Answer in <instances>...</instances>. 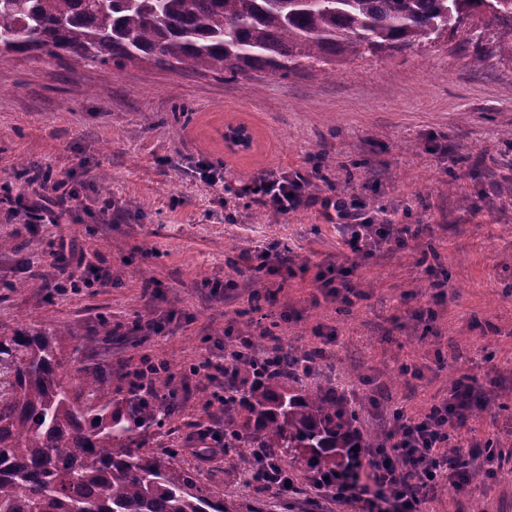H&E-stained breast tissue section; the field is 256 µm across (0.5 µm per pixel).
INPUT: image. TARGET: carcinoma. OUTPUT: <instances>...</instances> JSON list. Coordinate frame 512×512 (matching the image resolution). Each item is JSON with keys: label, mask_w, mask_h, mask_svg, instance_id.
<instances>
[{"label": "carcinoma", "mask_w": 512, "mask_h": 512, "mask_svg": "<svg viewBox=\"0 0 512 512\" xmlns=\"http://www.w3.org/2000/svg\"><path fill=\"white\" fill-rule=\"evenodd\" d=\"M489 16L512 57V0H0V52L66 55L186 70L286 74L366 51L422 45L453 24ZM93 339L20 326L0 336V512H235L224 489L204 487L148 450L143 432L175 415L174 377L129 381L92 363ZM224 397V451L266 448L254 464L316 473L344 466L349 448H374L331 383L285 386L241 366Z\"/></svg>", "instance_id": "cac0c4a2"}]
</instances>
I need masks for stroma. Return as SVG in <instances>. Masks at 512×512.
Here are the masks:
<instances>
[{
	"instance_id": "1",
	"label": "stroma",
	"mask_w": 512,
	"mask_h": 512,
	"mask_svg": "<svg viewBox=\"0 0 512 512\" xmlns=\"http://www.w3.org/2000/svg\"><path fill=\"white\" fill-rule=\"evenodd\" d=\"M501 34L484 22L476 68L472 47L449 35L339 62L333 80L315 66L234 79L0 54V239L14 245L0 252V336L51 324L95 338L116 389L143 359L166 363L179 413L148 444L223 486L238 512L258 499L359 512L318 493L303 464L290 496L245 485L239 457L199 439L224 429V381L192 369L245 334L261 348H326L314 382L336 383L363 436L381 444L395 410L418 413L470 377L482 405L451 447L512 449V59L496 50ZM238 125L251 145L227 148ZM199 159L229 184L302 170L313 192L420 231L359 260L319 209L272 214L201 181L189 170ZM44 165L77 191L71 209L46 202L30 214L20 170ZM271 240L288 247L287 280L249 259ZM331 262L352 270L349 300L317 286ZM80 264L108 269L110 281L68 287ZM422 510L512 512V467L464 490L444 485Z\"/></svg>"
}]
</instances>
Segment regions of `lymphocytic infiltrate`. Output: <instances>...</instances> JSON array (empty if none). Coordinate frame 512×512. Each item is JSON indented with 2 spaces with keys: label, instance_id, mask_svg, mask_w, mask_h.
Returning a JSON list of instances; mask_svg holds the SVG:
<instances>
[{
  "label": "lymphocytic infiltrate",
  "instance_id": "lymphocytic-infiltrate-1",
  "mask_svg": "<svg viewBox=\"0 0 512 512\" xmlns=\"http://www.w3.org/2000/svg\"><path fill=\"white\" fill-rule=\"evenodd\" d=\"M309 186L310 179L302 171L265 170L241 185L238 192L281 215L314 206L326 213L335 212L341 221L339 230L345 245L360 258L392 239V219L367 216L362 205L352 199L314 195ZM257 357L253 338L243 336L236 350L218 361L202 363L195 372L209 381L223 377L229 384L240 365ZM475 402L473 386L460 381L448 399L419 414L395 411L389 443L350 452L347 467L329 477L317 478L315 489L339 501L360 503L362 512H422L424 489L444 482L468 485L483 458H505L494 448L467 457L449 454L447 445L452 431L463 425Z\"/></svg>",
  "mask_w": 512,
  "mask_h": 512
}]
</instances>
